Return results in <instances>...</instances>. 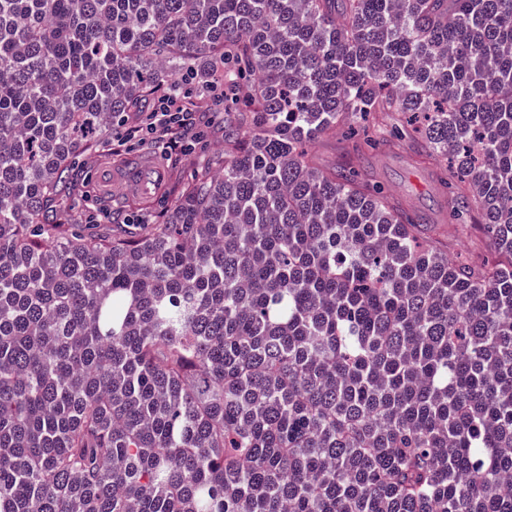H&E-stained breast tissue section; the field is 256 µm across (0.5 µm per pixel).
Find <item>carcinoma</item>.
I'll return each mask as SVG.
<instances>
[{
	"instance_id": "carcinoma-1",
	"label": "carcinoma",
	"mask_w": 512,
	"mask_h": 512,
	"mask_svg": "<svg viewBox=\"0 0 512 512\" xmlns=\"http://www.w3.org/2000/svg\"><path fill=\"white\" fill-rule=\"evenodd\" d=\"M224 59L164 224L50 221L154 83ZM406 144L498 259L306 146ZM250 127V136L240 132ZM512 0H0V512H512ZM350 123L349 126L353 129L351 130L353 132L352 137H354L351 141L363 142L368 135H372L371 131H368L366 125L359 119H351ZM347 126L348 124L344 128L338 129L336 137L322 138L309 146L308 150L315 157L318 165L322 167L334 166L346 154L348 143L351 146V141H346L344 137ZM441 225L440 237L433 245L443 249L448 247L451 257L461 256L465 260L477 255L493 254L491 241L483 231L476 228L468 215L448 220L447 224Z\"/></svg>"
}]
</instances>
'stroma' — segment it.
Returning <instances> with one entry per match:
<instances>
[{"label": "stroma", "mask_w": 512, "mask_h": 512, "mask_svg": "<svg viewBox=\"0 0 512 512\" xmlns=\"http://www.w3.org/2000/svg\"><path fill=\"white\" fill-rule=\"evenodd\" d=\"M224 119V112H212L204 136L187 154L152 141L139 147V154L152 156L165 173L162 184L143 195L104 196L98 193L97 171L120 166L128 161L129 155L124 151L113 152L111 134L97 136L91 147L81 154L67 189L55 202L56 209L73 215L79 224H99L105 220L113 224H133L140 218L149 224L165 222L180 187L190 176L221 162ZM346 135L340 129L335 137L323 138L310 145L309 151L318 165L331 167L342 156H349L354 169L384 192L403 200L429 220L441 221L437 245L447 249L450 256L468 259L491 254V242L483 231L476 228L472 218L463 216L445 220L431 165L415 164L402 152L383 153L363 145L358 152L347 153Z\"/></svg>", "instance_id": "obj_1"}]
</instances>
